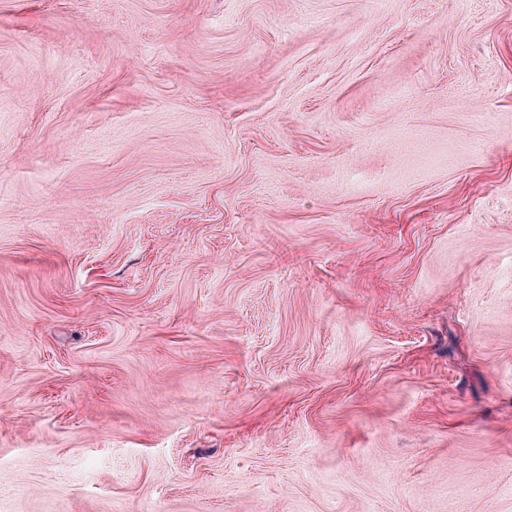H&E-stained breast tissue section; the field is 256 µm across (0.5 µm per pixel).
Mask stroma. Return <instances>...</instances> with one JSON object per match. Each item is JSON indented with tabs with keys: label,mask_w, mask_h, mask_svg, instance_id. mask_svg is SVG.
<instances>
[{
	"label": "stroma",
	"mask_w": 512,
	"mask_h": 512,
	"mask_svg": "<svg viewBox=\"0 0 512 512\" xmlns=\"http://www.w3.org/2000/svg\"><path fill=\"white\" fill-rule=\"evenodd\" d=\"M0 512H512V0H0Z\"/></svg>",
	"instance_id": "1"
}]
</instances>
